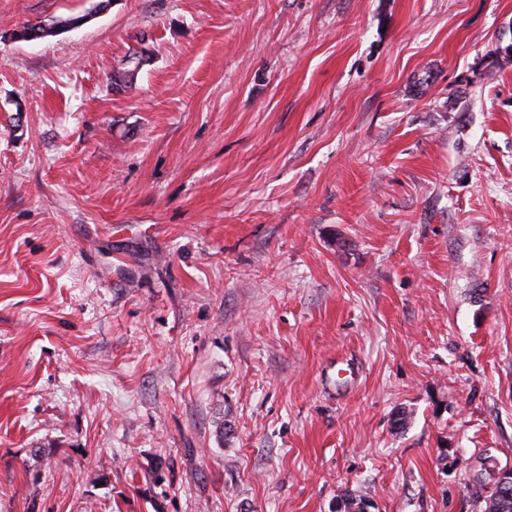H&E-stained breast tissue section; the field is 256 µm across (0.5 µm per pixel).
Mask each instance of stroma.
I'll return each mask as SVG.
<instances>
[{
    "label": "stroma",
    "instance_id": "1",
    "mask_svg": "<svg viewBox=\"0 0 512 512\" xmlns=\"http://www.w3.org/2000/svg\"><path fill=\"white\" fill-rule=\"evenodd\" d=\"M98 2L0 0V512H480L512 0ZM85 20L84 16H73L62 19H55L47 25L42 24V20L36 23H30L29 21L22 26L14 29L10 34L13 39L20 41H28L30 37H36V39L45 38L52 36L57 33L59 28H67L68 26H80Z\"/></svg>",
    "mask_w": 512,
    "mask_h": 512
}]
</instances>
